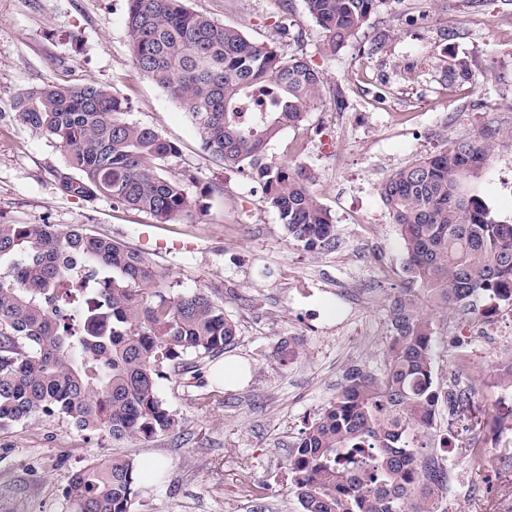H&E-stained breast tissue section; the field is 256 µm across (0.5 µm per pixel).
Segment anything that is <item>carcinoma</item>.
Listing matches in <instances>:
<instances>
[{
    "instance_id": "obj_1",
    "label": "carcinoma",
    "mask_w": 512,
    "mask_h": 512,
    "mask_svg": "<svg viewBox=\"0 0 512 512\" xmlns=\"http://www.w3.org/2000/svg\"><path fill=\"white\" fill-rule=\"evenodd\" d=\"M132 61L197 126L224 166L250 169L288 237L309 249L334 241V224L302 164L266 158L268 144L299 125L322 95L324 75L304 54L258 43L189 10L184 0H127ZM384 0H304L335 53ZM448 80L470 81L463 62ZM13 110L65 152L60 189L105 197L157 223L190 213L183 185L163 174L179 147L125 118V100L97 82H45ZM512 130L488 124L392 172L380 194L406 253L407 284L389 305L384 366L353 365L330 405L290 455L291 492L302 512H436L447 458L423 443L440 408L471 470L484 449L469 413L477 389L464 348L448 389L435 385V319L428 308L482 317L512 307V223L497 220L466 178L484 169ZM0 429L36 415L115 441L178 427L160 397L166 369L235 344L237 325L204 291H176L170 273L139 250L83 225L0 224ZM138 465L128 455L67 476L68 512H133Z\"/></svg>"
}]
</instances>
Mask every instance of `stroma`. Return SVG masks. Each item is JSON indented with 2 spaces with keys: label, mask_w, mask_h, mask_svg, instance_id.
Returning a JSON list of instances; mask_svg holds the SVG:
<instances>
[{
  "label": "stroma",
  "mask_w": 512,
  "mask_h": 512,
  "mask_svg": "<svg viewBox=\"0 0 512 512\" xmlns=\"http://www.w3.org/2000/svg\"><path fill=\"white\" fill-rule=\"evenodd\" d=\"M189 9L284 52L303 51L327 83L305 120L284 130L268 159L302 163L335 224L336 245L310 250L288 237L251 174L224 167L202 146L179 104L134 67L126 0H0V223L86 225L169 269L178 291L203 289L223 303L238 336L224 353L160 380L175 433L115 442L36 417L0 430V512H67V475L125 454L153 464L134 512H301L291 493V449L333 401L348 367L383 365L387 309L403 288L406 255L380 186L395 170L487 123L512 128V0H385L355 39L323 53L325 36L303 0H186ZM287 36H280V26ZM465 62L478 83L448 81ZM47 81H95L128 104L129 121L180 148L164 165L183 178L192 217L159 224L106 198L63 193L60 145L24 126L12 101ZM512 147L496 151L472 183L492 215L512 221ZM434 377L447 387L457 345L471 352L479 389L472 418L486 450L481 471L452 451L450 490L439 512H512V389L499 367L512 353V311L484 331L437 314ZM295 337L280 365L272 351ZM234 359L249 371L225 387Z\"/></svg>",
  "instance_id": "1"
}]
</instances>
